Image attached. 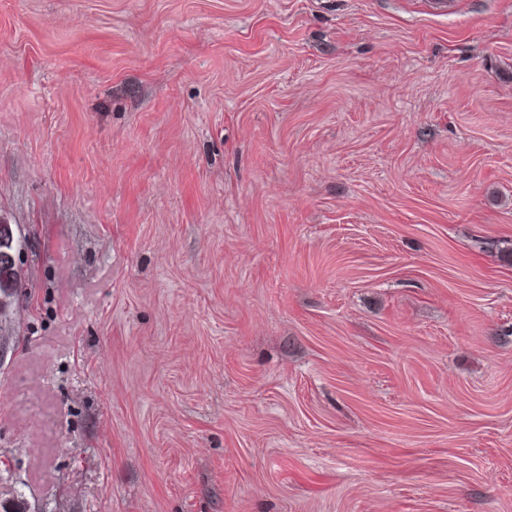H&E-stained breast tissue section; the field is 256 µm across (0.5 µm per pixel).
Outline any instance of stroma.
Wrapping results in <instances>:
<instances>
[{
  "mask_svg": "<svg viewBox=\"0 0 512 512\" xmlns=\"http://www.w3.org/2000/svg\"><path fill=\"white\" fill-rule=\"evenodd\" d=\"M43 512H512V0H0Z\"/></svg>",
  "mask_w": 512,
  "mask_h": 512,
  "instance_id": "obj_1",
  "label": "stroma"
}]
</instances>
